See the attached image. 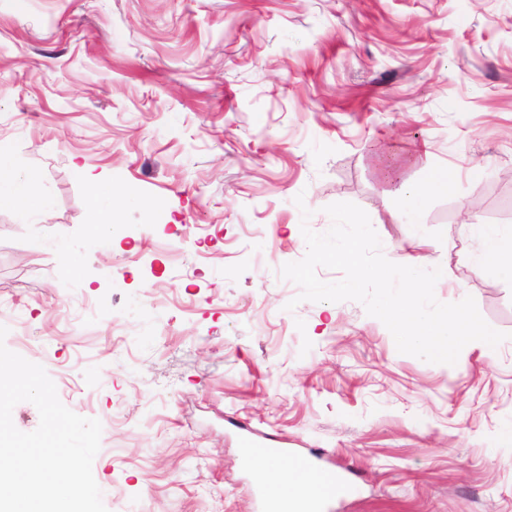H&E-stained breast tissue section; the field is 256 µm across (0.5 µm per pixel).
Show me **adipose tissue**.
<instances>
[{
  "mask_svg": "<svg viewBox=\"0 0 512 512\" xmlns=\"http://www.w3.org/2000/svg\"><path fill=\"white\" fill-rule=\"evenodd\" d=\"M372 170L377 177L392 184L395 194L412 208L420 206L427 194L447 193L455 186L452 175L438 168L431 170L424 184H412L402 179L397 168L385 167L379 155L372 161ZM44 206L33 181L15 173L8 150L1 147L0 208L31 214ZM470 232L482 243L481 250L473 257L474 263L495 268L502 278L512 281V232L496 224H474ZM253 465L259 475L276 487L281 512H297L298 507L304 506L321 490L318 475L303 471L297 462L284 465L279 460L260 455L254 458Z\"/></svg>",
  "mask_w": 512,
  "mask_h": 512,
  "instance_id": "obj_1",
  "label": "adipose tissue"
}]
</instances>
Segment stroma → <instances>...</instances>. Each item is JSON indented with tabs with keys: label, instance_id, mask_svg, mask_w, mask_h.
<instances>
[{
	"label": "stroma",
	"instance_id": "stroma-1",
	"mask_svg": "<svg viewBox=\"0 0 512 512\" xmlns=\"http://www.w3.org/2000/svg\"><path fill=\"white\" fill-rule=\"evenodd\" d=\"M0 144L50 202L0 209L5 345L100 421L108 512H261L244 425L344 472L327 512H512V282L461 222L512 229V0H0ZM380 151L456 186L408 212ZM85 170L112 186L108 252ZM336 202L440 268L438 301L473 297L496 361L428 363L358 302L299 301L280 269Z\"/></svg>",
	"mask_w": 512,
	"mask_h": 512
}]
</instances>
